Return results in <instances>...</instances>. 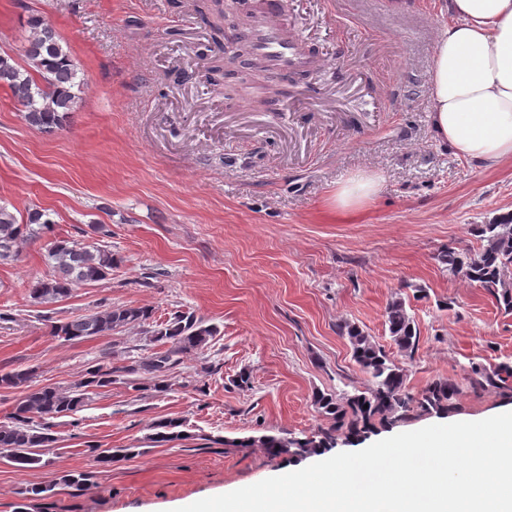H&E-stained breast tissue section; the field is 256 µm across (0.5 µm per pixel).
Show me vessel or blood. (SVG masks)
<instances>
[{"instance_id":"1","label":"vessel or blood","mask_w":512,"mask_h":512,"mask_svg":"<svg viewBox=\"0 0 512 512\" xmlns=\"http://www.w3.org/2000/svg\"><path fill=\"white\" fill-rule=\"evenodd\" d=\"M263 72L288 78L297 73L320 77L323 59L310 53L306 43L297 38L283 18L279 0H255L246 25L240 30Z\"/></svg>"}]
</instances>
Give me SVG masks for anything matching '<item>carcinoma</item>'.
Returning a JSON list of instances; mask_svg holds the SVG:
<instances>
[{"label":"carcinoma","mask_w":512,"mask_h":512,"mask_svg":"<svg viewBox=\"0 0 512 512\" xmlns=\"http://www.w3.org/2000/svg\"><path fill=\"white\" fill-rule=\"evenodd\" d=\"M192 10L206 20L214 32L224 36L220 13L213 0H192ZM30 34L24 49L25 66L0 55V85L8 88L13 100L23 108L25 121L39 130L61 125L71 111L76 93L77 73L68 47L59 39L54 27L40 16L28 19ZM39 228H34V225ZM51 230V222L43 219L37 209L28 212L27 219H18L5 204H0V264L14 261L20 245L38 231ZM469 231L480 241V247L448 248L440 253L439 261L448 273L464 279L492 296L504 311H512V212L495 215L485 224H473ZM48 255L53 274L38 280L30 289L37 303L67 298L80 283L105 280L112 276L115 258L112 251L88 248L75 241L55 239L50 242ZM385 323L394 346L401 355L410 357L418 345L419 336L414 317L403 297L393 298L385 309ZM132 328H142L150 334L158 351L141 360L116 367L95 366L86 370L81 379L67 389L34 384V371L17 370L0 374V388L18 391L10 422L0 425V451L21 468L33 467L43 460V450L55 439L49 435L48 420L76 412L85 403L86 393L108 388L116 382L115 374L146 373L159 392L169 388V376L182 359L202 351L215 328L205 326L195 316L182 312L170 320L154 324V311L146 307H107L91 310L51 325L55 337L67 341L110 336ZM341 335L348 338L352 358L368 375L367 383L354 393L314 396V404L330 421V426L310 434L296 436L262 434L229 442L238 448H260L273 457L302 459L336 447L338 440L350 442L373 432L376 426L392 427L410 415L445 416L458 411L463 387L480 391H495L512 398V365L499 363L486 367L474 364L463 382L437 379L419 395L406 388V370L394 361L372 336L348 320L338 324ZM41 420L33 424V419ZM183 422L163 419L154 424L150 441L165 446L185 436Z\"/></svg>","instance_id":"carcinoma-1"}]
</instances>
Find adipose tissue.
I'll return each mask as SVG.
<instances>
[{
    "instance_id": "obj_1",
    "label": "adipose tissue",
    "mask_w": 512,
    "mask_h": 512,
    "mask_svg": "<svg viewBox=\"0 0 512 512\" xmlns=\"http://www.w3.org/2000/svg\"><path fill=\"white\" fill-rule=\"evenodd\" d=\"M430 77L431 121L460 159L487 168L512 161V0H448ZM380 177L354 173L336 189L350 212L377 194Z\"/></svg>"
}]
</instances>
